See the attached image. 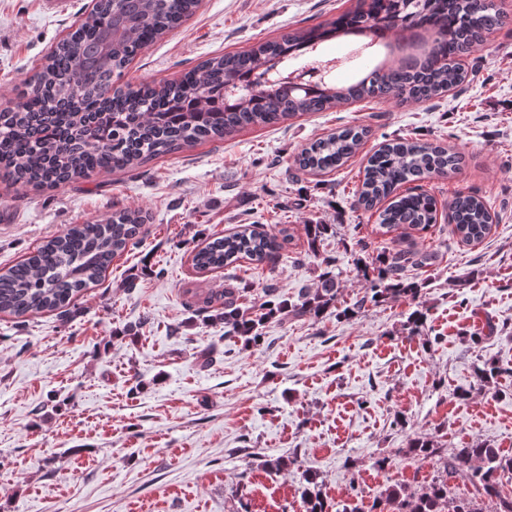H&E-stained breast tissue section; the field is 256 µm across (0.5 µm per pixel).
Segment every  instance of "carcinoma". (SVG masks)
<instances>
[{
    "label": "carcinoma",
    "instance_id": "obj_1",
    "mask_svg": "<svg viewBox=\"0 0 512 512\" xmlns=\"http://www.w3.org/2000/svg\"><path fill=\"white\" fill-rule=\"evenodd\" d=\"M197 5L198 0H136L131 11L127 0H97L80 26L25 81L15 107L0 111V177L41 190L99 171L138 167L207 139L230 138L248 127L276 125L361 99L427 102L467 81L468 73L456 59L474 53L505 21L494 0H356L354 9L332 21L291 29L247 51L209 58L177 82L118 83L142 50L191 16ZM406 24L435 36L431 54L418 68H375L368 52L348 65L352 71L368 69L366 76L347 85L326 80L296 91L261 84L264 73L282 62L303 60L309 65L329 56L326 44L332 41L348 44L358 35L369 40ZM258 83L261 88L250 89ZM368 135L364 127L339 128L305 144L296 167L312 173L335 171L359 151ZM462 164V155L443 144L393 138L368 157L353 197L366 210L386 202L378 210L380 228L424 233L437 223L438 207L421 182L447 178ZM147 223L143 210L129 209L112 213L103 224L70 225L0 271V313L24 318L55 311L67 316L74 298L99 281L112 259L149 232ZM448 223L461 244L475 245L489 235L493 215L481 197L459 192L448 200ZM289 238L286 227L270 233L254 224H239L195 247L192 267L204 272L235 267L244 259L262 265L278 257ZM426 260L425 254L396 249L368 263L358 262L367 293L342 309L337 307L336 273L327 269L319 285L303 289L294 303L270 299L258 304L246 298L245 288H226L208 301L215 310L210 318L247 344L257 342L264 321L279 313L319 318L334 308L336 315L350 318L368 303L416 299L421 288L407 281L404 272ZM502 372L498 362L485 360L473 368V386L494 391ZM409 452L427 459L438 448L418 438ZM456 474L466 476L478 496L451 495L448 478ZM505 479L512 482V456L476 445L455 449L444 474L414 496L391 489L366 508L333 506L310 488L309 472L303 495L306 512H512Z\"/></svg>",
    "mask_w": 512,
    "mask_h": 512
}]
</instances>
